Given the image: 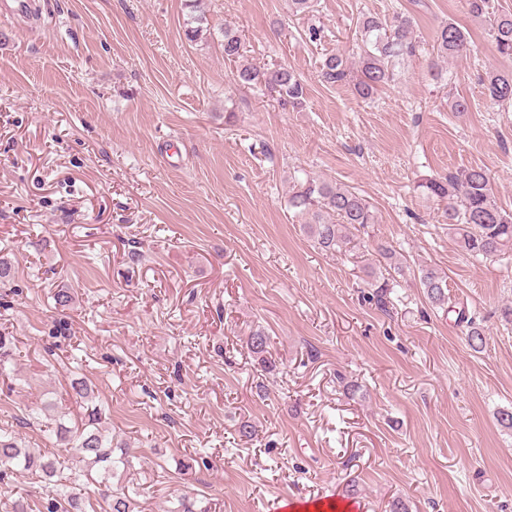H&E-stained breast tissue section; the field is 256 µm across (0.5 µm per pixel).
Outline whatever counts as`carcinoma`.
Instances as JSON below:
<instances>
[{
	"label": "carcinoma",
	"instance_id": "obj_1",
	"mask_svg": "<svg viewBox=\"0 0 512 512\" xmlns=\"http://www.w3.org/2000/svg\"><path fill=\"white\" fill-rule=\"evenodd\" d=\"M196 2L189 0V18L185 36L195 41L202 36L203 16L196 14ZM489 32L497 52L512 57V13L488 19ZM363 46L360 54L361 77L354 84L356 94L370 98L380 87L395 81V68L405 58L416 53L413 20L408 16L370 15L361 21ZM437 57L449 60L466 54L469 34L453 22L444 21L435 35ZM224 58L236 61L243 57L241 39L236 33L224 30ZM347 61L339 54H329L320 63L323 83L333 86L348 80ZM234 81L251 84L264 83L279 97L299 104L305 97L302 80L286 68L262 72L249 63L239 65ZM489 98L496 103L512 102V72L490 70L484 78ZM418 188L427 198L443 203V214L448 230L458 248L476 259L493 258L512 252V212L503 209L495 200L490 175L483 167H471L450 172L440 179H426ZM291 207L307 217V229L318 248L334 251L346 243L351 231L366 230L376 223L369 203L356 192L327 181L307 179L293 186ZM378 251L386 260V276L370 283L375 305L384 310L396 277L405 276V269L389 247L380 244ZM419 287L428 302L442 308L448 303V281L438 269L423 266L417 274ZM458 326L466 329L470 347L480 350L485 345L483 329L468 311L457 312ZM75 400L86 406L85 420L79 427H68L60 422L56 426V440L64 445L75 462L82 465L72 473L69 483H58L43 504L44 512H82L74 493L73 484L80 475H96L103 486L102 498L106 512H133L134 499L130 494L112 491V475L125 464L124 455L116 454L112 436L102 432V413L93 403L94 391L83 380L72 382ZM59 460L19 443L13 431L0 427V480L12 474L38 472L51 479L57 476Z\"/></svg>",
	"mask_w": 512,
	"mask_h": 512
}]
</instances>
